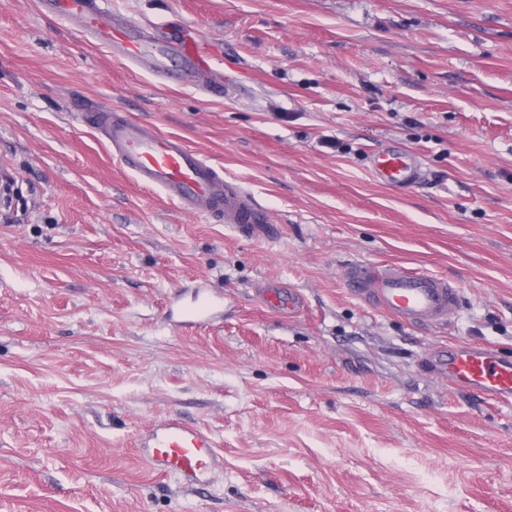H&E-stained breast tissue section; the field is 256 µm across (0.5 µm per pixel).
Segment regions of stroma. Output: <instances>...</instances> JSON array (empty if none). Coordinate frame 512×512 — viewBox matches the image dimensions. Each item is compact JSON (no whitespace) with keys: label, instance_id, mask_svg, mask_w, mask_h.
I'll return each mask as SVG.
<instances>
[{"label":"stroma","instance_id":"35a3bbf8","mask_svg":"<svg viewBox=\"0 0 512 512\" xmlns=\"http://www.w3.org/2000/svg\"><path fill=\"white\" fill-rule=\"evenodd\" d=\"M108 7L203 45L224 91L0 0V512H512V402L428 363L451 344L512 356V0ZM94 109L182 138L275 235L140 187ZM389 146L421 159L418 186L371 174ZM354 263L447 278L459 308L409 326L351 294ZM201 288L223 311L182 323ZM173 417L218 444L202 484L142 459Z\"/></svg>","mask_w":512,"mask_h":512}]
</instances>
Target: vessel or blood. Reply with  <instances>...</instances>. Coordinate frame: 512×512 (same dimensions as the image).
Listing matches in <instances>:
<instances>
[{"mask_svg": "<svg viewBox=\"0 0 512 512\" xmlns=\"http://www.w3.org/2000/svg\"><path fill=\"white\" fill-rule=\"evenodd\" d=\"M42 7L60 19L79 20L97 45L127 65L149 61L154 73L179 83L212 67L194 42L183 37L149 40L144 31L113 24L107 7L92 0H42ZM93 121L103 129L113 156L142 186L161 191L184 211L221 216L241 235L269 236L268 213L246 191L225 180L220 167L180 138L109 110L94 114ZM372 169L377 179L396 188L414 186L421 177L416 157L404 150L377 153ZM345 279L352 293L411 325L445 321L460 302L452 282L400 264L373 271L355 264ZM437 362L457 389L498 401L512 399V361L501 359L490 347L452 345L439 354ZM215 448L207 435L173 420L154 431L144 458L151 469L193 485L202 482L216 463Z\"/></svg>", "mask_w": 512, "mask_h": 512, "instance_id": "1", "label": "vessel or blood"}]
</instances>
